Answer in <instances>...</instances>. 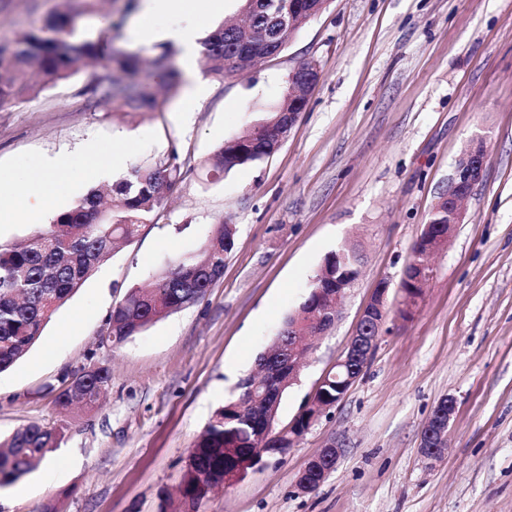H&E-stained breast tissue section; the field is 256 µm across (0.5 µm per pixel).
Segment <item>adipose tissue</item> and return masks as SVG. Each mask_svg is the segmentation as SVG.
Returning <instances> with one entry per match:
<instances>
[{
    "instance_id": "1",
    "label": "adipose tissue",
    "mask_w": 512,
    "mask_h": 512,
    "mask_svg": "<svg viewBox=\"0 0 512 512\" xmlns=\"http://www.w3.org/2000/svg\"><path fill=\"white\" fill-rule=\"evenodd\" d=\"M199 0H146L145 14L151 16L173 15L180 17L181 25L158 29L153 33L154 39L172 41L182 49L181 67L183 74V96L185 101L201 99L207 90L205 81L195 63L198 33ZM60 165L58 159L45 156L38 160L36 166L0 178L1 196H20L25 201L27 212L34 213L42 209L49 189L55 183L56 171Z\"/></svg>"
}]
</instances>
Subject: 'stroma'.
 <instances>
[{
    "label": "stroma",
    "mask_w": 512,
    "mask_h": 512,
    "mask_svg": "<svg viewBox=\"0 0 512 512\" xmlns=\"http://www.w3.org/2000/svg\"><path fill=\"white\" fill-rule=\"evenodd\" d=\"M143 0H100L77 38L138 54L157 112L97 103L93 85L115 73L105 60L36 95L0 106V174L59 158L58 192L36 216L0 222L13 245L88 191L128 169L177 156L182 178L159 218L117 247L60 307L40 339L0 373V437L22 425L67 424L55 468L39 465L0 490V512H160L187 451L214 412L236 398L283 319L305 301L326 255L363 254L341 317L283 397L287 428L346 352L374 288L390 300L439 193L473 138L486 143L483 178L411 316L390 317L363 374L288 455L266 461L195 512H512V0H330L276 57L249 73L206 76L207 94L181 111L163 92L153 60L161 45L109 33L107 16L148 29L176 18L146 16ZM66 0H0V44L42 26ZM320 71L283 145L269 158L219 174L224 140L261 122L281 102L303 60ZM107 160L88 178V149ZM237 227L224 276L200 302L163 317L117 348L99 335L113 306L174 260L198 254L217 224ZM112 375L94 408L63 421L50 392L87 360ZM457 401L448 453L420 450L438 401ZM344 449L309 494L295 480L332 440Z\"/></svg>",
    "instance_id": "obj_1"
}]
</instances>
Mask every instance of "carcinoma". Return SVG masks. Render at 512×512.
Returning a JSON list of instances; mask_svg holds the SVG:
<instances>
[{
    "label": "carcinoma",
    "mask_w": 512,
    "mask_h": 512,
    "mask_svg": "<svg viewBox=\"0 0 512 512\" xmlns=\"http://www.w3.org/2000/svg\"><path fill=\"white\" fill-rule=\"evenodd\" d=\"M284 0H252L249 30L239 32L222 26L210 32L203 42V61L210 74L228 77L238 70L227 62L245 52L261 53L269 46L288 44V23L280 20L286 11ZM306 13L295 19L301 29L323 11L324 0H304ZM47 26L62 34L57 39L43 37L32 29L16 35L13 42L0 46V105L17 101L71 77L78 64L99 55L95 42L76 41L74 15H53ZM165 47L154 59L167 78V88L178 86L180 73ZM108 65L123 73L138 69V57L132 53L113 54ZM99 101L118 100L131 112H155L157 98L135 82H112L96 87ZM265 142L258 141L244 153L219 148L213 159V171H230L262 159ZM181 176L177 156L147 166L130 168L112 183L110 204L104 205L101 194L88 192L73 207L58 213L53 222L38 229L28 244L17 247L0 245V372L10 368L40 338L42 330L56 310L80 287L87 275L111 253L120 240H130L140 228L153 222L160 206ZM236 235L233 224L216 225L198 256L180 257L159 274L150 289H131L108 315L99 345L121 346L167 313L202 300L224 274V259L231 252ZM360 253L354 247H342L326 256L317 273L319 285H336V271L354 273ZM305 306L289 314L276 334L271 347L261 353L258 368L270 373L275 386L288 362L290 333L303 321ZM111 382L109 368L82 365L65 375L54 398L63 412L76 403L100 396ZM236 399L217 409L207 427L193 444L183 470L180 499L160 494L161 512H183L195 507L209 492L224 483V448L232 446L246 455L254 448L255 436L270 417L278 413L274 397L250 391L249 381L238 385ZM64 437L61 427L37 423L18 428L0 442V489L30 474L34 467L50 457Z\"/></svg>",
    "instance_id": "1"
}]
</instances>
